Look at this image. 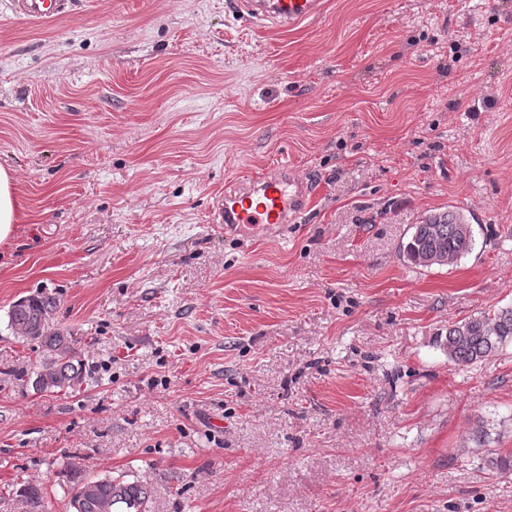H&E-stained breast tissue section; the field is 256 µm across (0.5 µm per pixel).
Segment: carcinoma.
Segmentation results:
<instances>
[{"label": "carcinoma", "instance_id": "carcinoma-1", "mask_svg": "<svg viewBox=\"0 0 512 512\" xmlns=\"http://www.w3.org/2000/svg\"><path fill=\"white\" fill-rule=\"evenodd\" d=\"M472 225L458 216L440 211L425 215L413 225L404 247V257L415 267L450 266L472 250ZM57 300L49 294L28 296L9 309L10 328L23 343H38L47 355L36 365L16 372L18 380L40 393L59 394L79 385L86 365L73 336L52 324ZM512 344V307H502L452 323L448 327L444 350L448 359L462 367L488 358ZM486 464L501 472L512 471V455L487 450ZM70 484L72 512H117V505L148 507L151 487L141 481H126L110 476L82 475L76 466L66 467ZM28 512H47L45 493L40 484L27 481L21 488Z\"/></svg>", "mask_w": 512, "mask_h": 512}]
</instances>
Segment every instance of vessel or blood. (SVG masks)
<instances>
[{
    "label": "vessel or blood",
    "instance_id": "1",
    "mask_svg": "<svg viewBox=\"0 0 512 512\" xmlns=\"http://www.w3.org/2000/svg\"><path fill=\"white\" fill-rule=\"evenodd\" d=\"M74 0H11L14 16L30 22L58 21L73 13ZM230 8L246 12L259 22L288 28L313 20L322 11V0H230ZM308 189L292 171L263 172L246 184L225 191L214 211V220L225 230L272 226L291 222L305 208Z\"/></svg>",
    "mask_w": 512,
    "mask_h": 512
}]
</instances>
